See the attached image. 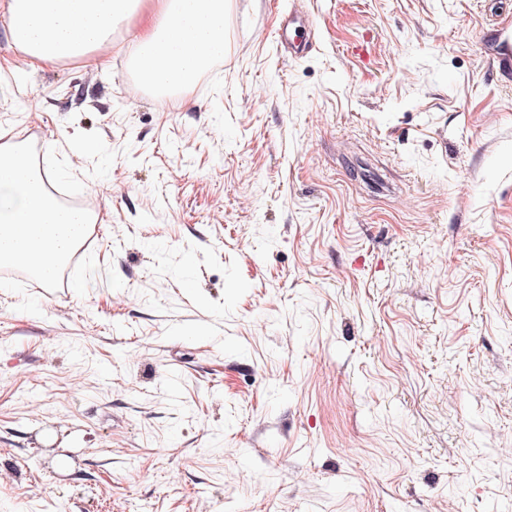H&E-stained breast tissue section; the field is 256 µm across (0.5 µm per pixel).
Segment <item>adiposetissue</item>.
I'll list each match as a JSON object with an SVG mask.
<instances>
[{
	"instance_id": "ef3b65f1",
	"label": "adipose tissue",
	"mask_w": 512,
	"mask_h": 512,
	"mask_svg": "<svg viewBox=\"0 0 512 512\" xmlns=\"http://www.w3.org/2000/svg\"><path fill=\"white\" fill-rule=\"evenodd\" d=\"M137 20L139 81L162 92L189 90L224 53V0H8L0 22L31 69L81 59L108 68L117 25ZM51 174L26 149L0 141V267L19 266L51 285L92 221L47 191Z\"/></svg>"
}]
</instances>
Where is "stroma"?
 <instances>
[{
	"instance_id": "obj_1",
	"label": "stroma",
	"mask_w": 512,
	"mask_h": 512,
	"mask_svg": "<svg viewBox=\"0 0 512 512\" xmlns=\"http://www.w3.org/2000/svg\"><path fill=\"white\" fill-rule=\"evenodd\" d=\"M226 13L163 105L122 25L0 70V132L99 186L55 287L0 267V512H512V0ZM301 18L298 17L297 12L293 13L292 11L288 12V21L281 28L280 33L278 34L279 42L283 47L286 48L288 46V53L292 55L293 53L296 55L300 52H303L309 44L312 42H308L306 39H294L292 33H296L297 29L302 27ZM299 24V25H297ZM293 51V52H292Z\"/></svg>"
}]
</instances>
